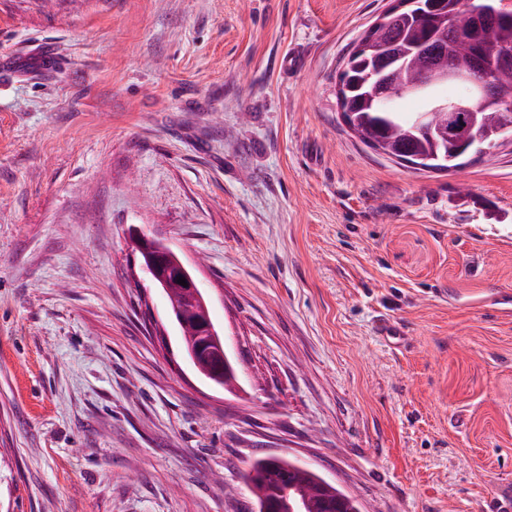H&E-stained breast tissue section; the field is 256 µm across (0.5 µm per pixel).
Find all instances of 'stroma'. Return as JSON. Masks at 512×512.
<instances>
[{
    "label": "stroma",
    "mask_w": 512,
    "mask_h": 512,
    "mask_svg": "<svg viewBox=\"0 0 512 512\" xmlns=\"http://www.w3.org/2000/svg\"><path fill=\"white\" fill-rule=\"evenodd\" d=\"M388 5L0 0V512H256L267 456L365 512H512V150L351 135L337 75ZM137 247L144 260L147 273L152 275L149 274L153 284L155 281L158 287L165 288L170 278L185 279L187 283V287L183 286L185 301L200 311H207L206 301L196 280L175 252L159 241L148 237H140ZM190 353L191 362L196 367L206 365L209 379L216 384H224L225 373L230 376L234 372L220 334L207 316L199 321L197 343Z\"/></svg>",
    "instance_id": "35a3bbf8"
}]
</instances>
